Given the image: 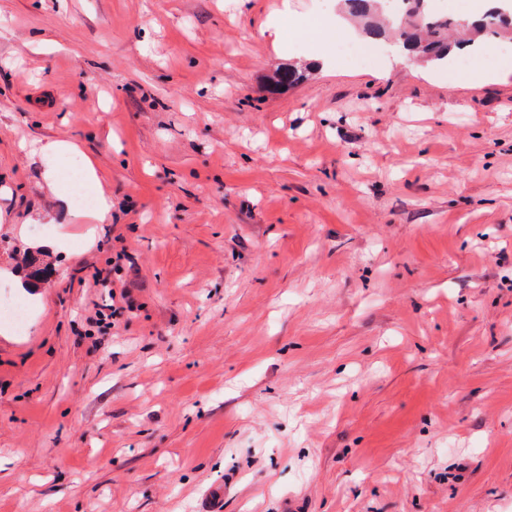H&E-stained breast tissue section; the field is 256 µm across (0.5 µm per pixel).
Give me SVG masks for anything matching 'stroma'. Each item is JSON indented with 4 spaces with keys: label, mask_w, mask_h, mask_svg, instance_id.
<instances>
[{
    "label": "stroma",
    "mask_w": 512,
    "mask_h": 512,
    "mask_svg": "<svg viewBox=\"0 0 512 512\" xmlns=\"http://www.w3.org/2000/svg\"><path fill=\"white\" fill-rule=\"evenodd\" d=\"M277 3L0 0V512H512V75ZM292 0H282L276 14L268 17L264 22L262 33L267 35L268 40L276 47L283 42L285 31L297 30L292 10ZM88 167L90 170V175L95 182L96 193L98 197V205L96 208H94L93 212L84 215L92 219L93 221L102 224L110 214L112 208V201L110 200L109 195L104 190L99 178L95 174V171L90 161H88ZM2 321L17 329H23L26 323L25 306L18 302H2L0 298V323Z\"/></svg>",
    "instance_id": "1"
}]
</instances>
